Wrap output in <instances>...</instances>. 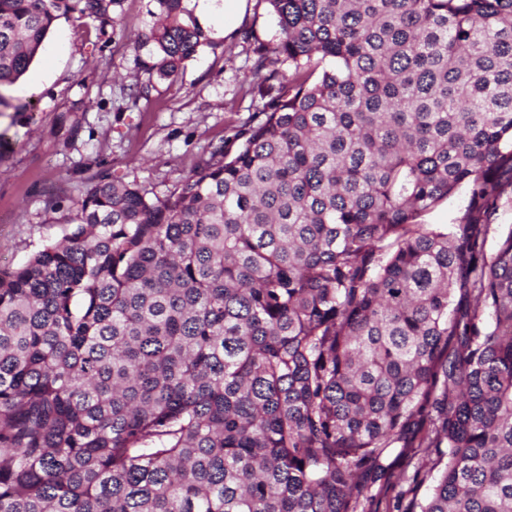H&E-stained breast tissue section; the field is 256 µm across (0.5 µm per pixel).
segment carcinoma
<instances>
[{"instance_id":"cac0c4a2","label":"carcinoma","mask_w":512,"mask_h":512,"mask_svg":"<svg viewBox=\"0 0 512 512\" xmlns=\"http://www.w3.org/2000/svg\"><path fill=\"white\" fill-rule=\"evenodd\" d=\"M266 2L261 118L0 269V512H373L398 448L419 512H512V0ZM119 3L0 0V89ZM157 4L169 79L203 33ZM467 193L465 188L458 187L448 196V199L440 202L423 218L424 224H432L442 232L452 231L454 224L464 216L467 207ZM506 198L505 195L498 211L489 222L485 245V251L489 257L495 253L501 240L512 232V201H507ZM399 449L392 454L389 462L392 463L393 480L398 481L400 479L402 488L407 490L411 485L418 460L417 457L413 456V448H406L407 450L401 455H398Z\"/></svg>"}]
</instances>
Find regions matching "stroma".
<instances>
[{"mask_svg":"<svg viewBox=\"0 0 512 512\" xmlns=\"http://www.w3.org/2000/svg\"><path fill=\"white\" fill-rule=\"evenodd\" d=\"M182 8L205 41L175 78H159L154 48L141 41L159 21L156 0H121L104 34L80 13L60 14L26 75L5 90L0 265L61 240L99 175L152 199L169 195L262 107L250 85L254 48L278 34L266 0H243L230 14L224 0L207 13L199 0Z\"/></svg>","mask_w":512,"mask_h":512,"instance_id":"35a3bbf8","label":"stroma"}]
</instances>
